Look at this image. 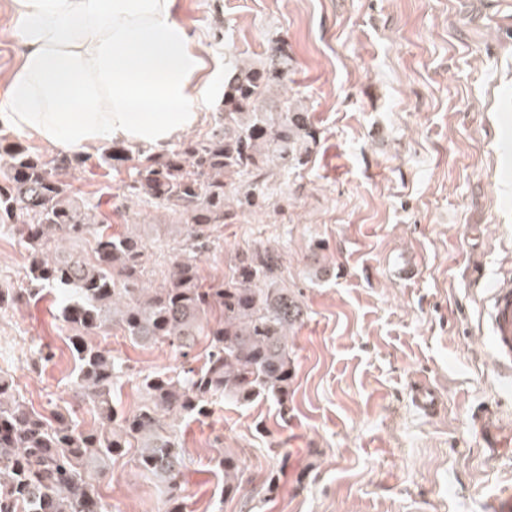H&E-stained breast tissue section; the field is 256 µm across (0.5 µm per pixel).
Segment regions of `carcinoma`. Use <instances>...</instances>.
<instances>
[{"label":"carcinoma","instance_id":"cac0c4a2","mask_svg":"<svg viewBox=\"0 0 512 512\" xmlns=\"http://www.w3.org/2000/svg\"><path fill=\"white\" fill-rule=\"evenodd\" d=\"M287 77L282 46L260 63L230 62L210 133L138 160L125 200L164 209L184 232L179 251L158 271L148 270L147 235L114 234L100 204L77 201L64 175L82 158L47 162L0 138V229L17 236L29 257V287L0 288V310L47 287L67 293L63 322L78 362L75 390L98 419L86 427L70 411L40 412L0 372V512H112L96 477L132 448L138 469L163 487V512H183L186 462L176 422L207 414L219 398H272L288 408L289 338L306 311L283 285L279 257L256 249L237 257L229 276L207 283L199 272L216 225L269 205L268 169L308 162L316 129L291 100L275 99ZM103 160L116 166L133 152L114 143ZM149 274L160 276L158 286H146ZM112 326L136 344H164L184 358L202 345L203 362L145 375L140 406L121 413L112 392L127 371L96 341ZM218 466L224 493L234 494L238 458L228 453Z\"/></svg>","mask_w":512,"mask_h":512}]
</instances>
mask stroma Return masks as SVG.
<instances>
[{
	"instance_id": "stroma-1",
	"label": "stroma",
	"mask_w": 512,
	"mask_h": 512,
	"mask_svg": "<svg viewBox=\"0 0 512 512\" xmlns=\"http://www.w3.org/2000/svg\"><path fill=\"white\" fill-rule=\"evenodd\" d=\"M190 38L220 58L258 61L284 40L282 89L308 112L307 164L270 180L266 210L221 224L200 258L205 279L265 246L306 315L292 337L287 409L273 399L215 400L186 419L180 441L185 512H486L512 488V395L491 360L487 294L512 273V0H177ZM11 0H0V99L19 62ZM71 170L78 196L121 199L132 164ZM151 224L150 267L179 246L165 210L138 202L112 229ZM326 249L313 256L312 243ZM28 255L0 233V288L27 285ZM58 291L0 311V357L25 401L75 410L76 365ZM133 378L114 394L129 413L136 378L179 358L106 337ZM53 358L37 366V348ZM435 389L422 412L416 385ZM231 452L243 478L224 492L214 467ZM134 453L112 462L100 491L112 512H161ZM276 490H269V479Z\"/></svg>"
}]
</instances>
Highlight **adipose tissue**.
<instances>
[{
  "label": "adipose tissue",
  "instance_id": "1",
  "mask_svg": "<svg viewBox=\"0 0 512 512\" xmlns=\"http://www.w3.org/2000/svg\"><path fill=\"white\" fill-rule=\"evenodd\" d=\"M176 0H12L23 48L0 127L63 152L161 150L198 127L224 65L176 17Z\"/></svg>",
  "mask_w": 512,
  "mask_h": 512
}]
</instances>
